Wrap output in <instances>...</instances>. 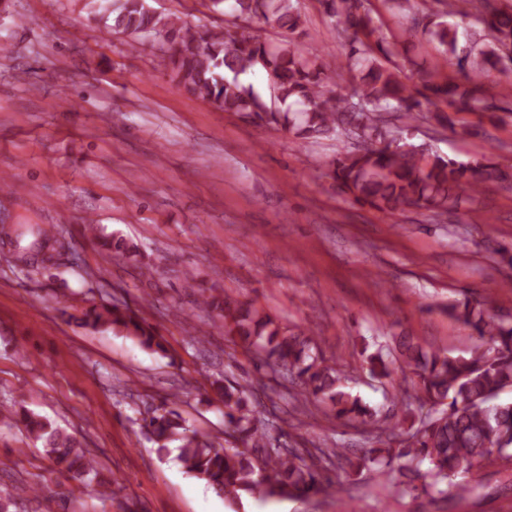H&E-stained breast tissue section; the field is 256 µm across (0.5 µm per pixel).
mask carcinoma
Segmentation results:
<instances>
[{
    "mask_svg": "<svg viewBox=\"0 0 512 512\" xmlns=\"http://www.w3.org/2000/svg\"><path fill=\"white\" fill-rule=\"evenodd\" d=\"M410 25L391 35L369 0H319L348 41L342 59L310 56L290 38L275 45L255 37L248 23L258 22L301 35L298 0H207L206 6L227 17L222 26H188L177 18L156 15L146 0H104L103 15L112 18V32L134 42L160 44L178 82L191 95L224 112L267 125L286 127L300 138L347 136L358 147L331 162L339 193L361 205L394 213L409 208L434 217L458 202V191L480 192L487 182L512 175L487 160L458 161L435 155L426 160L400 141V124L434 120L454 125L459 112H496L486 82L497 72L512 81V8L496 0H477L468 11L455 0H432L426 13L416 0H388ZM426 34L438 47L436 61L416 69L417 82L401 80L406 45ZM464 73L467 84L448 76V58ZM265 73L269 94L255 91L240 77ZM348 73L344 84L335 77ZM27 248L14 251L29 271L57 270L67 265V245L43 229ZM90 238L112 258H123L135 246L121 236L93 225ZM224 335L252 350L256 368L270 373L244 382L213 383L224 407V437L232 448L190 427L181 413L165 403L156 408L146 428L159 456L178 443L176 459L185 472L205 481L233 508L241 497L278 495L305 499L332 491L351 493L363 472L373 469L403 494L431 499L448 494L464 498L474 490L471 470L483 463L512 462V402L499 400L512 387V324L496 320L491 301L466 299L445 308L469 326L477 344L464 355L442 347L424 348L409 333L390 338L387 349L363 359L362 370L381 383L393 380L394 364L411 375L412 390L393 396L399 408L381 411L344 390L335 366L320 340L252 304L228 295L203 297ZM69 319L93 331H117L143 348L168 354L166 340L152 324L127 305L92 303ZM298 387L288 403L303 400L330 408L336 419L359 430L368 448H282L278 415L262 418L257 395L278 379ZM0 422L20 428L42 448L53 468L97 485L103 501L112 499L114 479L102 478L100 462L78 438L46 417L24 407L0 405ZM336 465L338 474H327Z\"/></svg>",
    "mask_w": 512,
    "mask_h": 512,
    "instance_id": "cac0c4a2",
    "label": "carcinoma"
}]
</instances>
